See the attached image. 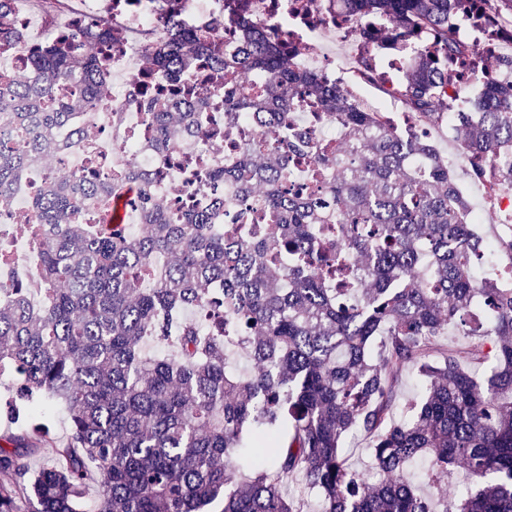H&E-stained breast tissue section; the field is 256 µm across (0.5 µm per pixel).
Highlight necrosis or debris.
<instances>
[{
  "label": "necrosis or debris",
  "mask_w": 512,
  "mask_h": 512,
  "mask_svg": "<svg viewBox=\"0 0 512 512\" xmlns=\"http://www.w3.org/2000/svg\"><path fill=\"white\" fill-rule=\"evenodd\" d=\"M298 0H248L247 16L231 9L227 0H43L39 14L24 10L13 0L14 23L0 32V72L23 73L33 50L52 44L75 20L85 18L105 22L118 44L103 56L109 81L96 107L80 113L76 129L53 130L43 145L56 158L62 173L82 170L95 159L102 181L113 173L140 171L153 174V191L163 201L173 219H180L179 205L193 196L199 206L209 204L205 182L192 181L173 166L172 156L156 148L148 116L135 102L134 91L146 81L165 80L164 71L148 64L147 44L139 33L157 37L166 32V21L177 17L187 30L222 37L225 51H233L235 41L245 38L248 25L260 26L274 43L290 49L292 68L336 80L353 72L365 48L379 58L380 78L391 86L393 72L416 49L411 38L394 36L389 42L372 44L375 22L343 21L334 0H310L307 10H299ZM207 105L196 115L197 131L182 135L180 151L206 155L218 167L236 162V151L225 144L224 86L210 82L204 88ZM494 180L485 182L486 206L472 209L474 222L485 219L487 211L512 214V164L501 162ZM48 181L38 164H29L19 182L0 190V298L14 289L28 290L27 299L40 304L46 282L42 276L43 228L36 224L31 205V180Z\"/></svg>",
  "instance_id": "obj_1"
}]
</instances>
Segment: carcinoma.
Here are the masks:
<instances>
[{"mask_svg":"<svg viewBox=\"0 0 512 512\" xmlns=\"http://www.w3.org/2000/svg\"><path fill=\"white\" fill-rule=\"evenodd\" d=\"M349 14L393 19L392 32L429 35L401 67L393 93L429 123L455 107L448 67L482 87L474 111L456 113L460 146L474 157L478 179L512 153V82L491 69L465 68L472 48L456 35L454 18L512 21V0H344ZM150 54L169 84L139 101L158 147L167 149L204 98L181 81L196 66L224 79V112H256L277 129L302 102L332 114L352 133L348 143H318L300 134L272 147L250 142L236 169L200 156L187 174L219 189L238 183L258 208L247 240L213 230L222 216L190 209L172 223L152 191L136 183L140 235L77 223L83 199L109 207L124 190L100 185L96 168L34 188L39 223L48 232L43 263L46 303L25 305V292L0 306V370L20 372L21 392L69 411L64 443L48 435L15 436L0 446V512H80L89 464L102 476L100 512H305L302 495L285 491L297 478L320 495V512H436L405 476L414 459L431 456L427 479L438 483L461 466L478 483L443 500L441 512H512V225H499L502 264L478 277L472 265L487 247L469 206L429 142L396 138L339 84L290 68L286 50L253 29L230 55L207 33L170 22ZM80 28L63 33L26 64L0 75V118L13 123V144L0 150V188L42 150L28 114L44 127L62 125L95 104L107 82L90 45L109 43ZM260 74L245 92L239 78ZM77 79L78 99L62 93ZM430 160L425 171L412 159ZM312 165L319 194L288 189V167ZM360 256L363 279L340 263ZM301 257L282 267V256ZM149 279L152 286L142 288ZM202 308L211 328L184 317ZM492 338L493 350L471 341L440 349L445 328ZM167 342L172 355L148 356L146 341ZM232 350L254 369L244 379L227 369ZM414 366L427 379L424 396L395 420L396 383ZM358 429L368 440L379 478L370 483L340 450ZM55 449L39 470L28 459Z\"/></svg>","mask_w":512,"mask_h":512,"instance_id":"carcinoma-1","label":"carcinoma"}]
</instances>
